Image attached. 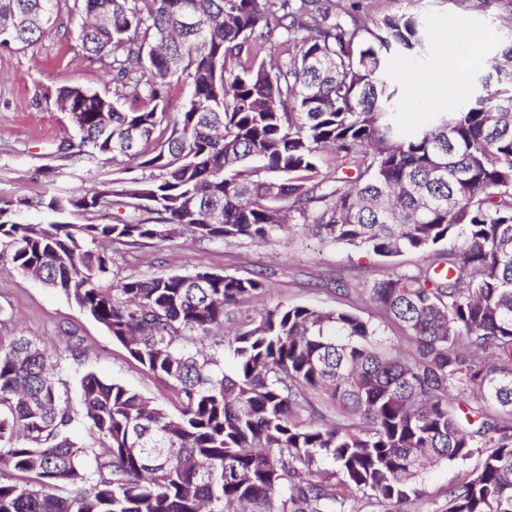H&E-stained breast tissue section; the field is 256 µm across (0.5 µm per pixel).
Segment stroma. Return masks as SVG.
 <instances>
[{"instance_id": "stroma-1", "label": "stroma", "mask_w": 512, "mask_h": 512, "mask_svg": "<svg viewBox=\"0 0 512 512\" xmlns=\"http://www.w3.org/2000/svg\"><path fill=\"white\" fill-rule=\"evenodd\" d=\"M373 16L389 12L418 14L431 35L426 55H392L389 75L400 88V97L417 109L420 91L410 83L415 69L433 67L454 39L463 37L476 48L470 77L486 74L499 52L503 33L512 31V0H362ZM83 14L65 7L55 15L51 29L35 45L0 48V195L31 201L25 220L43 221L37 203L52 193L81 192L102 177L117 176L114 164L80 157L57 160L56 146L73 138L75 128L68 113L56 107V92L80 85L109 97L131 103L133 84L113 81L106 60L81 52L74 33ZM113 271L129 274H185L197 267L216 273L247 276L271 270L268 292L255 300V309L277 301L329 309H348L364 318L377 314L365 299L344 295L336 289L345 281L358 288L370 287L385 274L387 262L372 253L332 243H320L296 234L272 244H211L198 247L179 239L164 246H143L114 254ZM7 307V320H0V341L9 342L18 332L64 345L66 332L81 336L86 349L82 367L103 378L124 384L142 396L167 405L171 391L141 365L125 348L114 342L107 330L82 313L63 295L39 281L15 272L0 273V307ZM478 459L463 465L439 463L422 474L426 495L408 503V512H440L449 484L462 480L476 468Z\"/></svg>"}]
</instances>
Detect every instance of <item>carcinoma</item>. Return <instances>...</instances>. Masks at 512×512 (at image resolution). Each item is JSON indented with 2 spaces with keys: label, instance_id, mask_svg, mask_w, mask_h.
<instances>
[{
  "label": "carcinoma",
  "instance_id": "carcinoma-1",
  "mask_svg": "<svg viewBox=\"0 0 512 512\" xmlns=\"http://www.w3.org/2000/svg\"><path fill=\"white\" fill-rule=\"evenodd\" d=\"M62 0H0V46L30 45ZM75 40L137 77L127 109L58 90L61 158L141 159L132 177L0 196V265L100 323L173 390L176 411L93 371L82 340L0 342V512H405L428 465L480 464L444 512H512V41L465 101L402 136L393 52L422 20L337 0H74ZM186 97L170 110L173 91ZM333 160L322 167V152ZM116 208L110 224L74 212ZM311 237L393 260L367 294L404 354L350 310L254 299L268 274L117 277L114 251ZM224 331L215 340L218 331Z\"/></svg>",
  "mask_w": 512,
  "mask_h": 512
}]
</instances>
